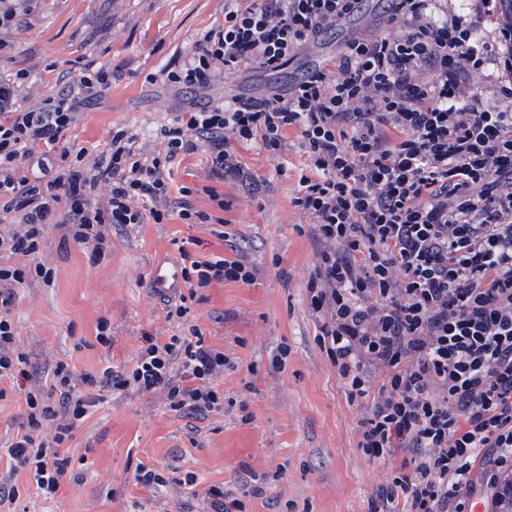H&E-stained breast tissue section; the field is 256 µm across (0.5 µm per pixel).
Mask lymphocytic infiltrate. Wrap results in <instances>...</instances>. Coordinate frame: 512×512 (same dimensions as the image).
<instances>
[{"mask_svg": "<svg viewBox=\"0 0 512 512\" xmlns=\"http://www.w3.org/2000/svg\"><path fill=\"white\" fill-rule=\"evenodd\" d=\"M359 0H224V22L163 70L164 82L207 89L246 70L277 71ZM484 17L457 0H391L386 17L345 42L304 82L259 99L232 98L154 130V145L120 127L109 148L60 146L63 133L110 88L115 71H85L53 97L21 108L19 80L0 81V380L28 357L9 316L14 290L55 269L39 262L47 225L101 253L107 228L180 219L207 224L193 188L173 187L180 159L205 152L211 178L260 186L234 150L282 158L288 130L305 162L292 204L316 245L306 283L316 341L350 403H363L365 457L402 456L369 512H470L512 507V85L487 72ZM226 253L191 261L188 295L166 318L188 323L189 296L255 270ZM238 363L205 344L198 326L148 340L134 364L75 378L53 372L56 402L28 394V426L6 451L54 495L72 474L62 449L99 390L163 392L169 410L206 418Z\"/></svg>", "mask_w": 512, "mask_h": 512, "instance_id": "lymphocytic-infiltrate-1", "label": "lymphocytic infiltrate"}]
</instances>
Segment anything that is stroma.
<instances>
[{
	"label": "stroma",
	"instance_id": "stroma-1",
	"mask_svg": "<svg viewBox=\"0 0 512 512\" xmlns=\"http://www.w3.org/2000/svg\"><path fill=\"white\" fill-rule=\"evenodd\" d=\"M23 18L20 28L5 33L10 48L0 55V78L25 75L21 106L55 95L85 68L120 67L111 88L61 139L93 155L108 149L113 128L139 130L145 145L156 124L197 107L202 97L287 79L283 71L255 70L204 93L163 84L162 69L223 22L224 0H25ZM286 142L280 174L265 152L238 147L264 192L251 200L225 183L229 207L222 224L174 219L131 232L114 227L98 257L49 227L39 259L56 269V281L20 286L10 310L29 363L23 376L0 381V478L17 491L0 512H205V492L214 485L261 487V495L246 497V512H367L376 485L401 460L365 458L358 446L362 408L347 401L316 342L304 290L316 246L296 231L300 216L291 204L303 162L297 132L288 131ZM206 174L201 152L176 165L172 181L197 188V208L210 212L214 206L201 192ZM221 231L246 240L242 258L256 267L257 281L204 289L190 322L207 346L237 359L238 368L225 373L220 387L225 397L246 401V409L194 420L169 411L157 391H102L64 446L73 458L72 477L53 496L44 495L26 472L14 471L2 450L26 427L28 393H50L56 363L78 377L120 369L132 364L145 337L162 342L175 334L164 301L145 286L149 267L181 247L200 261L223 252ZM102 319L110 324L106 346L96 339ZM283 344L288 362L278 372L269 356ZM244 412L250 421H241ZM142 467L174 470L177 480L162 489L145 487L135 479ZM188 475L193 485L184 484Z\"/></svg>",
	"mask_w": 512,
	"mask_h": 512
}]
</instances>
